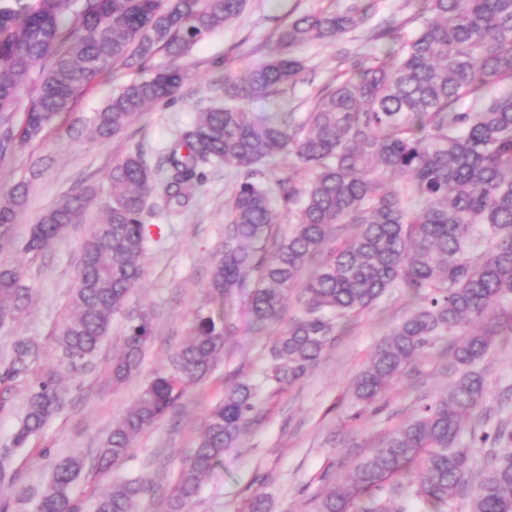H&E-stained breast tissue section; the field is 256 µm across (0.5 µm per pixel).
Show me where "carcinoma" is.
<instances>
[{
  "instance_id": "obj_1",
  "label": "carcinoma",
  "mask_w": 512,
  "mask_h": 512,
  "mask_svg": "<svg viewBox=\"0 0 512 512\" xmlns=\"http://www.w3.org/2000/svg\"><path fill=\"white\" fill-rule=\"evenodd\" d=\"M247 0H0V165H5L72 105L97 78L119 68L139 77L112 91L77 136L104 142L125 132L151 106L168 104L188 74L176 64L214 29L238 17ZM410 40L388 24L375 35L390 48L356 61L320 93L312 112H255L303 72L294 49L333 43L371 15L373 0L306 14L285 27L270 58L239 81L224 80L235 103L209 107L151 166L142 149L113 162L108 190L85 188L31 226L24 249L38 253L92 205L106 214L84 238L70 315L58 333L57 366L35 368L36 345L15 339L0 360V382L27 389L13 447L22 448L60 408L58 369L76 372L96 355L112 319L127 312L144 270L143 213L163 183L166 205L189 203L188 187L209 166L238 175L225 216L224 244L212 256L207 285L213 308L197 311L189 341L112 425L97 469L112 474L92 512H135L142 484L122 474L136 438L173 412L185 390L205 380L224 352V300L246 298L248 329L283 323L291 290L301 315L279 330L254 379L225 390L180 470L164 512H187L201 480L224 460L252 421L260 392L300 382L336 331L401 288L418 308L393 325L351 385L356 403L377 402L415 361L446 342L457 375L448 391L420 405L357 461L349 480L329 487L315 512H512V424L479 412L486 392L479 365L512 336V0H416ZM163 54L171 64H155ZM294 156L309 178L288 176L274 195L265 169ZM32 180L0 194V225L22 214ZM288 211V234L271 235L274 203ZM347 224L354 233L342 238ZM31 290L19 268L0 266V325L27 308ZM146 313L130 318L112 381L135 370L152 339ZM0 450V482L11 493L0 512H85L71 496L86 476L79 454L57 458L32 491L9 471Z\"/></svg>"
}]
</instances>
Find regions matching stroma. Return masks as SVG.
I'll return each mask as SVG.
<instances>
[{
	"mask_svg": "<svg viewBox=\"0 0 512 512\" xmlns=\"http://www.w3.org/2000/svg\"><path fill=\"white\" fill-rule=\"evenodd\" d=\"M345 5V0H249L240 17L212 32L186 58L189 76L176 101L152 107L107 144L70 135L63 126L50 130L0 167L4 189L28 177L33 159H53L34 182L19 222L0 239V265L22 266L24 282L32 290L27 310L0 326V357L7 354L14 336L22 335L37 340L40 364L56 363L55 333L68 315L80 245L101 215L90 210L84 223L71 225L51 247L36 254L24 249L31 225L75 190L91 187L105 194L113 161L129 151L143 149L147 162L156 164L199 108L224 105L223 93L212 88L214 80L238 79L266 60L281 30L295 18ZM413 12L410 0H376L371 19L336 43L297 47L295 54L306 69L294 85L270 100V110L307 116L317 94L335 86L346 70L348 56L377 50L371 36L386 21H403L402 36L412 37L416 27L408 18ZM237 181L233 169L213 166L203 182L189 189L185 211H170L160 193L149 201L143 281L131 294L126 315L113 318L92 364L65 373L63 408L26 447L15 449L12 468L20 484L41 486L50 476L52 461L73 452L94 465L114 418L135 402L149 380L167 371L173 353L190 334L196 311L206 303L211 257L224 239L225 212ZM244 308L242 298L226 301L227 318L236 329L225 337L221 359L205 381L186 390L177 410L136 439L123 465L128 476L145 486L136 512H162L207 410L223 399L227 384L263 365L271 338L247 333ZM413 308L402 290L391 291L337 336L304 380L279 393L263 394L237 448L203 479L191 512H249L257 494L265 497L268 512H314L316 495L343 482L354 461L367 454L378 437L407 420L422 400L446 390L454 378L447 360L431 353L418 359L378 403L361 410L351 401V381L390 327ZM143 312L152 317L153 338L138 369L124 382L112 383V358L122 349L128 319ZM483 367V405L495 410L504 399L512 400V344L494 350Z\"/></svg>",
	"mask_w": 512,
	"mask_h": 512,
	"instance_id": "stroma-1",
	"label": "stroma"
}]
</instances>
